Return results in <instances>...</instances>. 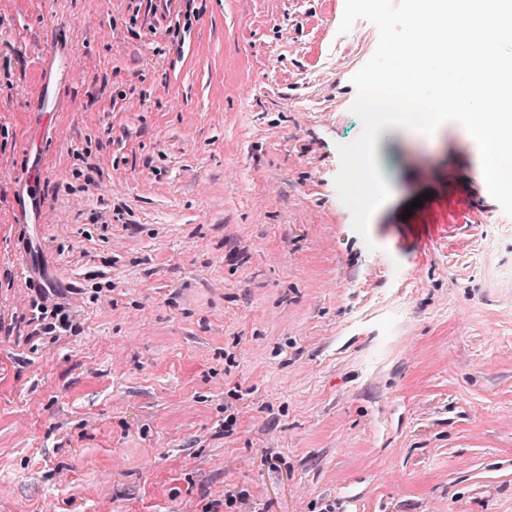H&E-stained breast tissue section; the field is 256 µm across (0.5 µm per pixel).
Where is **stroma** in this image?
Segmentation results:
<instances>
[{
    "instance_id": "35a3bbf8",
    "label": "stroma",
    "mask_w": 512,
    "mask_h": 512,
    "mask_svg": "<svg viewBox=\"0 0 512 512\" xmlns=\"http://www.w3.org/2000/svg\"><path fill=\"white\" fill-rule=\"evenodd\" d=\"M194 2L0 0V512H512L479 147L382 129L360 236L337 147L377 28ZM40 267L77 333L33 335Z\"/></svg>"
}]
</instances>
